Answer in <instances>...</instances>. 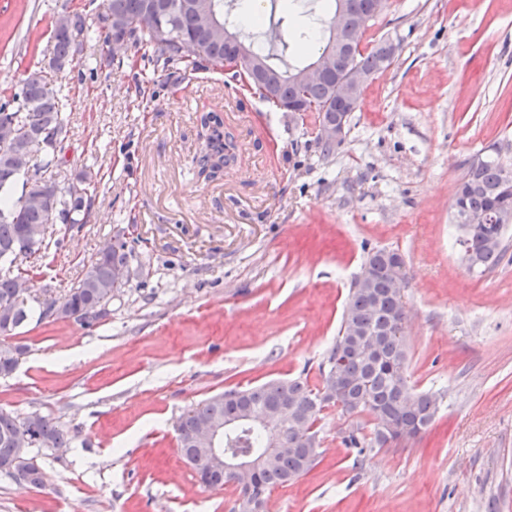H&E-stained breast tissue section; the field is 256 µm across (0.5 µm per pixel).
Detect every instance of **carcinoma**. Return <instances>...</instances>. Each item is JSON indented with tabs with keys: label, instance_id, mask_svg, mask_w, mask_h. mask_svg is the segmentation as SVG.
<instances>
[{
	"label": "carcinoma",
	"instance_id": "obj_1",
	"mask_svg": "<svg viewBox=\"0 0 512 512\" xmlns=\"http://www.w3.org/2000/svg\"><path fill=\"white\" fill-rule=\"evenodd\" d=\"M156 13L149 0H104L100 15L105 41L111 36L126 37L127 46L141 53L151 66L152 74L164 72L175 64L196 66L206 62L224 66L229 56H238L242 66L263 62L266 67L258 77L255 89L260 97L273 104L304 106L318 113L320 119L336 116V82L325 79L301 85L294 80L300 66H279L274 54L256 42L234 31L226 43L212 35L208 20L230 26L224 17V0H164ZM337 0H327L320 13L307 11L308 28L327 34L320 48L332 47L331 21L336 14ZM89 39L84 20L75 15L60 14L52 33L53 55L69 63L82 52ZM384 48L377 44L364 54L360 46L353 49L354 63L371 75L387 68ZM18 101L13 109L0 104V128L12 133L10 142L0 141V375L10 374L23 349L7 339L31 318L32 309L23 296L22 283L34 284L36 275L17 264L21 257L47 251L52 236L47 230L55 225L52 213L65 217L73 227L88 222L95 175L85 171L63 187L53 180L51 172L59 167L58 149H49L39 133L48 130L56 142L67 133L68 116L63 111V88L48 82L41 70H33L22 79ZM201 147L196 158L198 175L214 180L224 168L236 162L234 136L224 131L223 119L210 112L200 119ZM42 154L39 164L30 168L34 154ZM506 166L499 158L486 157L473 163L461 180L464 188L461 211L483 217L498 209L512 216V192L504 193ZM507 223L477 224L471 270L485 273L498 265L506 253ZM132 249L117 236L107 242L91 259L84 274L61 298H49L46 305L61 309L59 319L79 320L88 306L99 305L109 313L112 298L124 285L116 283L113 272L128 267ZM405 268L402 255L396 250L372 249L362 264L361 273L353 280L335 342L325 352L319 371L322 384L312 388L300 378L270 380L258 386L231 388L217 393L187 410L177 425L178 447L187 457L198 458L195 468L207 487H218L233 481V476L212 467L197 457L193 444L196 428L207 422H228L248 410L288 407V424L280 428L292 451L277 458L274 465L261 467L250 486L240 487L239 499L232 512H253L245 504L260 500L268 502L271 490L284 486L310 470L318 456L321 438L317 423L323 410L332 405L353 418L350 432L340 436L347 448H383L401 438H414L434 421L439 397L430 392H415L407 377V346L405 337L396 333L405 314L402 296L392 287L394 276ZM343 387L331 400L321 394L331 376ZM25 433L37 447L61 448L66 433L50 418L31 413L20 416L0 408V467L19 458L16 436ZM226 448L251 449L264 453L270 448L269 434L248 428L226 439ZM25 485H44V472L34 458H23Z\"/></svg>",
	"mask_w": 512,
	"mask_h": 512
}]
</instances>
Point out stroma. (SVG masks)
Wrapping results in <instances>:
<instances>
[{
	"mask_svg": "<svg viewBox=\"0 0 512 512\" xmlns=\"http://www.w3.org/2000/svg\"><path fill=\"white\" fill-rule=\"evenodd\" d=\"M103 0H0V99L46 67L57 14L97 27ZM396 46L323 154L315 113L294 116L231 72L181 64L148 77L134 49L85 42L63 72L69 115L57 183L97 171L89 224L59 230L35 289L61 298L102 245L132 242L130 280L86 327L29 322L0 376V408L53 418L60 450L34 449L40 488L0 475V512H230L233 485H201L176 424L229 388L321 384L350 283L371 249L406 263L407 375L443 397L413 440L357 451L336 408L316 464L267 512H512V247L469 272L454 190L476 155L512 143V0H388L360 45ZM238 158L197 174L202 113Z\"/></svg>",
	"mask_w": 512,
	"mask_h": 512,
	"instance_id": "obj_1",
	"label": "stroma"
}]
</instances>
